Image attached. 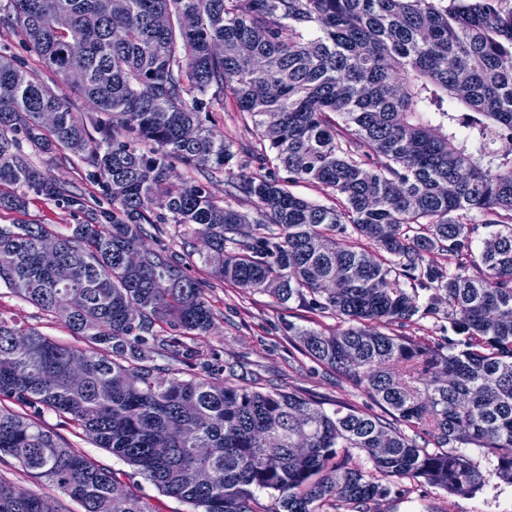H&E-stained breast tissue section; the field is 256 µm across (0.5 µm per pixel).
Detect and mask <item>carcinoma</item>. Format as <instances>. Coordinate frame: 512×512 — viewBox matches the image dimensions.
Segmentation results:
<instances>
[{
	"label": "carcinoma",
	"instance_id": "1",
	"mask_svg": "<svg viewBox=\"0 0 512 512\" xmlns=\"http://www.w3.org/2000/svg\"><path fill=\"white\" fill-rule=\"evenodd\" d=\"M16 36L57 76L70 45L84 76L60 93L0 55V184L65 191L22 149L86 154L112 223L0 225V285L57 313L85 346L0 312V454L83 512H156L124 473L75 452L76 433L192 512H369L412 487L474 495L512 484V0H9ZM165 15L164 27L156 17ZM112 133L89 138L70 96ZM249 115L250 162L332 189L294 195L237 161L205 126L213 102ZM57 113L46 127L41 114ZM279 137H268L269 129ZM222 172L247 215L173 164ZM168 216L154 213L153 205ZM213 275L340 321L288 326L304 354L381 412L263 388L198 362L214 313L206 283L173 257L162 225ZM488 228L482 247L474 244ZM341 239H335V236ZM57 243L52 261L39 244ZM143 251L131 266L126 255ZM448 254V265L427 255ZM68 266L70 280L55 267ZM448 320L433 346L404 332ZM26 408L19 412L15 407ZM303 437L310 452H291ZM166 448L162 457L153 449ZM370 466L354 463L353 451ZM0 512H61L0 477Z\"/></svg>",
	"mask_w": 512,
	"mask_h": 512
}]
</instances>
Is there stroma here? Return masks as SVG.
<instances>
[{
	"mask_svg": "<svg viewBox=\"0 0 512 512\" xmlns=\"http://www.w3.org/2000/svg\"><path fill=\"white\" fill-rule=\"evenodd\" d=\"M245 124L243 113L237 111L234 103L213 105L210 128L241 150L249 148L253 142ZM30 159L72 195L82 198L84 205L78 208L29 190L25 193L24 209L0 208V224H49L64 232L69 225L90 222L95 212L111 210L112 203L103 180L78 154L60 148L50 154H31ZM171 247L190 273L208 285L215 327L210 336L198 342L200 361L208 362L217 356L222 362L246 367L267 386L287 391L301 389L316 398L338 400L361 408L369 405L370 400L361 389L340 380L335 373L304 355L288 333L292 324L331 330L337 326L336 318L316 315L295 301L282 305L269 295L248 293L219 281L198 253H187L177 241L172 242ZM0 312L18 316L60 343L78 348L83 345L82 339L72 335L57 314L24 302L3 287L0 288ZM42 420L74 450L97 464L121 468L119 459L97 447L89 437L76 434L65 417L47 412ZM0 477L25 492L58 499L62 512H82L78 503L62 496L56 488L20 471L10 457L0 458ZM371 512H512V485L492 476L483 491L473 497L450 495L425 486L407 499L393 495L378 501L372 505Z\"/></svg>",
	"mask_w": 512,
	"mask_h": 512,
	"instance_id": "35a3bbf8",
	"label": "stroma"
}]
</instances>
